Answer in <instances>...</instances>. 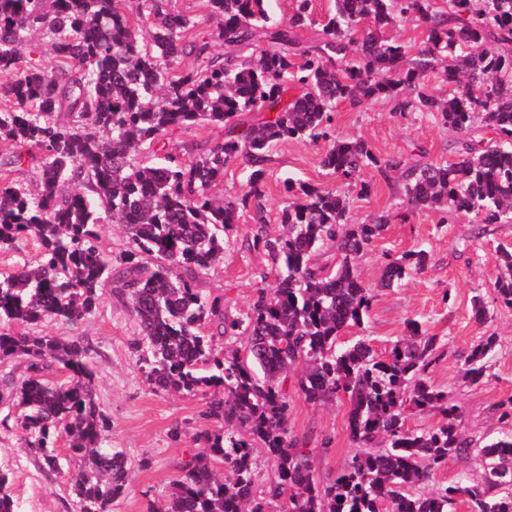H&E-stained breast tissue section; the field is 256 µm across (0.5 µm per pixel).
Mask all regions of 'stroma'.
I'll return each mask as SVG.
<instances>
[{
	"instance_id": "obj_1",
	"label": "stroma",
	"mask_w": 512,
	"mask_h": 512,
	"mask_svg": "<svg viewBox=\"0 0 512 512\" xmlns=\"http://www.w3.org/2000/svg\"><path fill=\"white\" fill-rule=\"evenodd\" d=\"M340 139L361 138L381 157L415 158L426 150L429 158H450L456 136L439 129L428 117L395 112L392 103L373 100L352 107L343 103L334 118ZM322 144L290 139L280 143L265 180L267 220L271 230L279 228V213L286 199L285 178L313 185H334L321 167ZM360 182L370 188L365 197H352L349 216L353 222H370L382 212L394 220L358 261L364 283L376 288L369 317L362 330L377 352H387L391 343L406 332L408 319L419 320L439 343V360L427 373L438 388L447 391L458 407L460 432L477 442L497 436L503 429L495 409L512 398V308L495 301L494 283L501 273L498 247H512V223L477 224L461 214L442 220L439 212L410 209L398 173L365 168ZM423 248L431 262L420 274L401 285L379 289L381 270L403 252ZM266 261L260 253L239 248L225 251L222 264L204 272L200 288L223 295L228 314L250 306L257 286L256 272ZM483 294L486 319L474 316L472 297ZM39 334L75 339L92 345L94 388L102 410L109 418V441L126 449L131 468L128 491L110 504L108 512H147L149 502L161 501L179 460L194 445L193 435L207 427L201 412L204 395L152 389L139 369L131 346L136 323L126 300L106 295L95 314L70 324L54 319L35 325ZM497 339L487 358L482 383L462 380V357L485 337ZM26 361L17 357L0 368V466L12 473L11 488L21 512H74V497L64 478L46 475L9 421V407L2 401L15 382L21 381ZM288 416L291 435L310 437V466L321 480L334 477L354 445L349 429V404L340 398L327 406H314L303 396L293 395ZM182 427L180 438H171L173 427ZM331 436L332 453H322L318 438Z\"/></svg>"
}]
</instances>
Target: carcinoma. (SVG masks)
<instances>
[{"instance_id": "carcinoma-1", "label": "carcinoma", "mask_w": 512, "mask_h": 512, "mask_svg": "<svg viewBox=\"0 0 512 512\" xmlns=\"http://www.w3.org/2000/svg\"><path fill=\"white\" fill-rule=\"evenodd\" d=\"M266 0H203L213 29L168 8L167 0H0V142L4 165L28 162L39 184L0 183V251L20 238L38 249L36 264L0 274V325L30 327L45 318L74 322L95 312L111 290L127 299L138 327L133 349L146 381L163 391H211L202 411L214 424L194 437L189 459L163 501L148 512H450L465 497L470 512H512V431L480 449L484 472L431 491L421 486L473 442L457 432V406L426 377L436 337L416 320L385 355L360 336L376 297L357 270L360 255L389 223L348 222L346 193L288 177L282 230L266 219L264 179L278 143L327 147L321 166L356 184L368 166L401 172L415 209L464 213L480 224L512 221V0H332L317 20L314 0H293L274 24ZM410 21L425 28L410 55L388 32ZM321 25L320 38L297 31ZM44 34L52 63L27 57ZM225 52L212 53V42ZM453 69L442 66L446 58ZM453 78L442 99L421 79ZM386 97L401 114L420 112L459 135L453 160L408 166L379 158L368 142L331 133L336 107ZM245 112L270 117L245 125ZM222 124L230 137L185 156L158 154L170 132ZM243 161L248 189L219 199L212 189ZM250 215L244 247L266 266L249 308L224 311V295H204L200 273L233 244L238 215ZM124 227L130 248L114 256L100 241L107 219ZM332 244L334 267L315 262ZM506 272L497 301L512 308V251L498 249ZM428 253L409 250L383 268L390 288L424 271ZM248 338L246 354L216 352V338ZM496 345L488 336L465 358L462 378L482 381ZM26 356L28 376L12 388L15 427L41 469L64 477L56 442L83 461L70 479L76 512H107L129 485L126 453L105 443L108 417L92 388L94 350L77 340L0 332V364ZM299 371L292 377L293 371ZM59 372L67 381L50 376ZM293 388L312 405L346 395L356 445L329 483L311 470L307 439L288 432ZM442 421L417 432L416 413ZM275 478L259 485V459ZM0 512H20L9 469H0Z\"/></svg>"}]
</instances>
